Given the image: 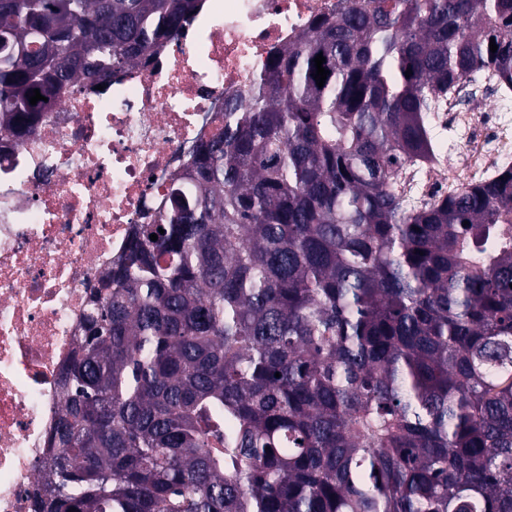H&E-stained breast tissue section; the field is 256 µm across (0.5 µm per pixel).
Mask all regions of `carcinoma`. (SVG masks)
Listing matches in <instances>:
<instances>
[{"label": "carcinoma", "mask_w": 512, "mask_h": 512, "mask_svg": "<svg viewBox=\"0 0 512 512\" xmlns=\"http://www.w3.org/2000/svg\"><path fill=\"white\" fill-rule=\"evenodd\" d=\"M347 2L230 101L90 296L37 512H512V168L398 191L442 156L437 100L483 71L512 107V0ZM200 7L0 0V139Z\"/></svg>", "instance_id": "obj_1"}]
</instances>
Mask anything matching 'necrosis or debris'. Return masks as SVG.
I'll use <instances>...</instances> for the list:
<instances>
[{"label":"necrosis or debris","instance_id":"4bbe7bcc","mask_svg":"<svg viewBox=\"0 0 512 512\" xmlns=\"http://www.w3.org/2000/svg\"><path fill=\"white\" fill-rule=\"evenodd\" d=\"M343 0H203L181 35L114 75L73 88L34 134L0 152V512H35L63 372L100 274L136 225L154 219L217 114L253 88L276 52ZM456 121L451 162L409 168L399 191L459 192L512 163V112L474 108Z\"/></svg>","mask_w":512,"mask_h":512}]
</instances>
